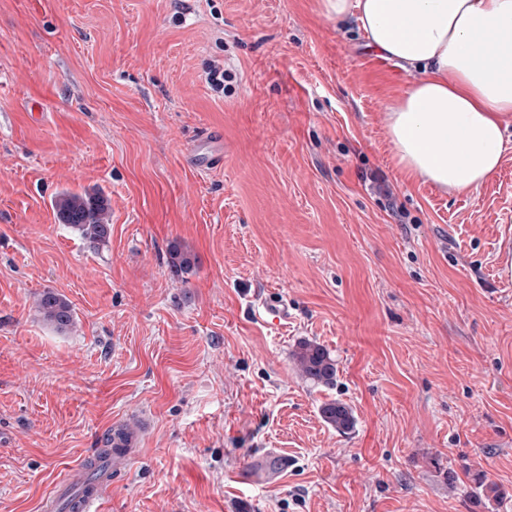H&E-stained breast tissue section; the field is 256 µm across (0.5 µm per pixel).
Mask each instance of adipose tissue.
<instances>
[{"label":"adipose tissue","instance_id":"1","mask_svg":"<svg viewBox=\"0 0 512 512\" xmlns=\"http://www.w3.org/2000/svg\"><path fill=\"white\" fill-rule=\"evenodd\" d=\"M410 79L385 120L400 170L448 192L499 169L512 117V0H318Z\"/></svg>","mask_w":512,"mask_h":512}]
</instances>
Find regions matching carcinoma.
<instances>
[{"label": "carcinoma", "mask_w": 512, "mask_h": 512, "mask_svg": "<svg viewBox=\"0 0 512 512\" xmlns=\"http://www.w3.org/2000/svg\"><path fill=\"white\" fill-rule=\"evenodd\" d=\"M56 216L79 233L87 245L95 249L110 236L107 223L108 200L99 193L60 194L54 203ZM195 257L174 243L170 247V267L174 273L190 270ZM37 308L44 321L63 331L73 322V312L66 299L46 290L37 300ZM296 368L302 378L315 385H330L336 379V361L330 352L314 341H302L293 353ZM324 420L336 431L345 433L353 428L354 417L351 409L334 399L321 405Z\"/></svg>", "instance_id": "carcinoma-1"}]
</instances>
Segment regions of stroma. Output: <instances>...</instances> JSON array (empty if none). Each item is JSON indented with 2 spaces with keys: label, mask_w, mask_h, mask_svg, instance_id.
I'll return each mask as SVG.
<instances>
[{
  "label": "stroma",
  "mask_w": 512,
  "mask_h": 512,
  "mask_svg": "<svg viewBox=\"0 0 512 512\" xmlns=\"http://www.w3.org/2000/svg\"><path fill=\"white\" fill-rule=\"evenodd\" d=\"M365 43L318 0H0V512L140 413L102 512H512V150L464 192L406 178L408 78ZM87 190L96 249L53 208ZM269 448L279 483L238 482ZM37 308L43 320L58 331L67 329L73 322V312L68 301L51 290L39 296ZM302 378L314 385H330L336 379V362L330 352L314 341H302L293 353ZM321 414L324 420L340 433H345L354 426L351 409L336 399L324 402L321 405Z\"/></svg>",
  "instance_id": "35a3bbf8"
}]
</instances>
